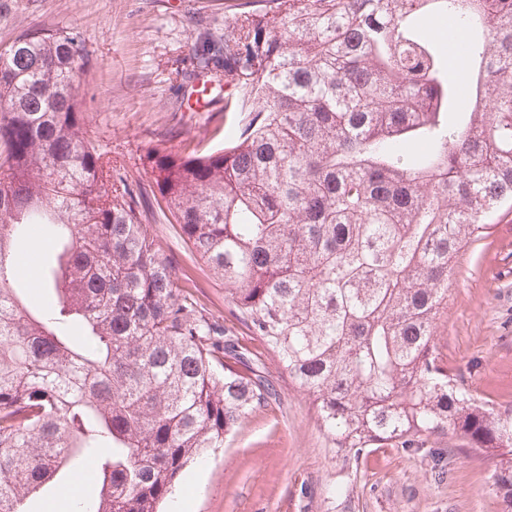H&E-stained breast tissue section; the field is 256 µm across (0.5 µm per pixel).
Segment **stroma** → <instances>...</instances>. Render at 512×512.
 <instances>
[{"label": "stroma", "instance_id": "obj_1", "mask_svg": "<svg viewBox=\"0 0 512 512\" xmlns=\"http://www.w3.org/2000/svg\"><path fill=\"white\" fill-rule=\"evenodd\" d=\"M235 0H0V50L27 29L77 28L97 62L84 90L86 123L121 162L148 210L147 229L174 262L185 285L216 323L229 320L228 293L191 252L156 206V174L142 155L164 136L207 149L225 131H241L248 108L215 98L189 112L187 83L176 61L192 67L194 46L220 40ZM435 340L470 388L512 405V245L496 229L465 245L448 280V305ZM276 389L211 451L188 464L173 497L184 512H501L486 464L476 455L449 457L437 479L423 453L375 448L345 460L321 431L312 399L301 392L274 354L260 357ZM350 487L349 498L327 488Z\"/></svg>", "mask_w": 512, "mask_h": 512}]
</instances>
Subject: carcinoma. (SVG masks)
Returning a JSON list of instances; mask_svg holds the SVG:
<instances>
[{
	"mask_svg": "<svg viewBox=\"0 0 512 512\" xmlns=\"http://www.w3.org/2000/svg\"><path fill=\"white\" fill-rule=\"evenodd\" d=\"M468 33L449 72L417 26ZM200 91L255 102L229 146L158 140L157 202L230 294L212 324L84 120L82 34L0 50V512L93 465L73 512H160L187 463L272 397L240 324L313 399L343 456L452 435L512 512V409L435 343L460 249L512 213V0H242ZM66 244L33 310L17 242ZM428 449V448H426ZM438 474L445 452L429 448Z\"/></svg>",
	"mask_w": 512,
	"mask_h": 512,
	"instance_id": "cac0c4a2",
	"label": "carcinoma"
}]
</instances>
